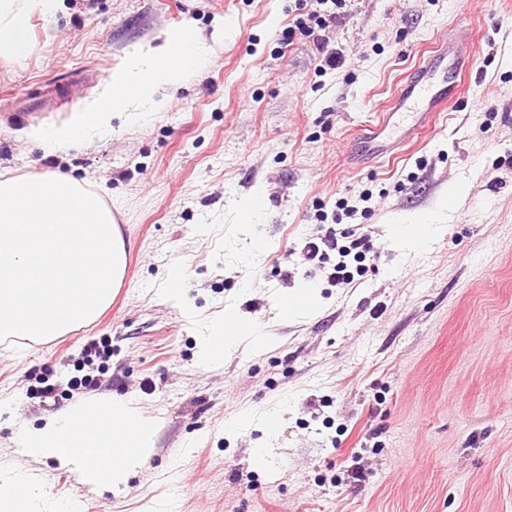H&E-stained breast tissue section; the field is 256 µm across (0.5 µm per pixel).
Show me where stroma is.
<instances>
[{"instance_id": "obj_1", "label": "stroma", "mask_w": 512, "mask_h": 512, "mask_svg": "<svg viewBox=\"0 0 512 512\" xmlns=\"http://www.w3.org/2000/svg\"><path fill=\"white\" fill-rule=\"evenodd\" d=\"M313 0H61L33 50L0 57V174L59 171L96 192L128 253L111 305L44 341H0V474L26 473L78 512H512V0H347L323 30L280 39ZM467 18L480 60L428 136L396 159L349 157L420 59ZM192 25L216 57L168 106L56 153L23 130L68 121L134 47ZM338 53L336 67L325 63ZM462 187L449 202L450 187ZM369 191V210L333 223ZM268 195L260 221L238 213ZM430 217V249L396 224ZM363 238L362 271L307 262L309 239ZM179 268L183 296L163 289ZM312 283L302 317L275 297ZM235 305L262 344L219 364L199 337ZM102 356L86 361L88 340ZM91 376L94 385L74 389ZM128 400L155 446L118 492L26 456L22 427L80 400ZM279 409L267 437L260 413ZM258 418L240 433L226 420ZM270 446L269 470L251 469Z\"/></svg>"}]
</instances>
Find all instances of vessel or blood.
<instances>
[{"mask_svg":"<svg viewBox=\"0 0 512 512\" xmlns=\"http://www.w3.org/2000/svg\"><path fill=\"white\" fill-rule=\"evenodd\" d=\"M468 43L456 37L438 45L401 86L382 119L360 140L365 154L383 157L435 125L440 112L459 102L463 77L477 68Z\"/></svg>","mask_w":512,"mask_h":512,"instance_id":"obj_1","label":"vessel or blood"}]
</instances>
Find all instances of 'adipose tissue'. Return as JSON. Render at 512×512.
<instances>
[{"label":"adipose tissue","instance_id":"obj_1","mask_svg":"<svg viewBox=\"0 0 512 512\" xmlns=\"http://www.w3.org/2000/svg\"><path fill=\"white\" fill-rule=\"evenodd\" d=\"M59 0H0V55L19 62L32 50L31 17L54 16ZM160 45L138 46L105 81L99 99L76 112L67 123L31 130L29 136L49 153L61 152L86 140L95 131L110 128L114 116L129 123L143 119L133 103L159 107L157 95L180 84L210 60L212 48L195 28L167 29ZM256 324L243 318L236 307L224 310L220 325L200 337L208 361L223 360L225 353L250 338H258ZM155 443L153 423L126 401L101 404L78 402L49 418L43 426L24 429L21 445L36 459H55L93 489H114L124 484Z\"/></svg>","mask_w":512,"mask_h":512}]
</instances>
